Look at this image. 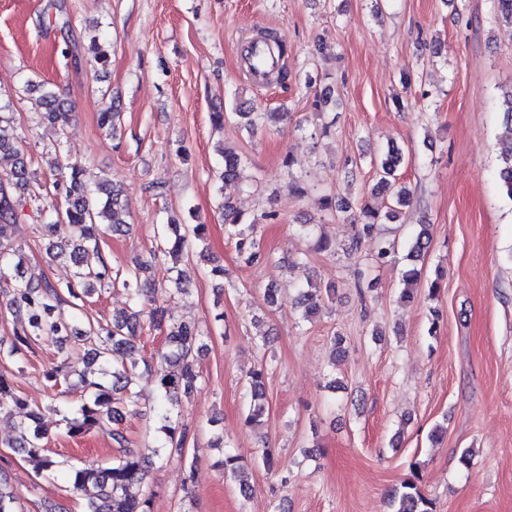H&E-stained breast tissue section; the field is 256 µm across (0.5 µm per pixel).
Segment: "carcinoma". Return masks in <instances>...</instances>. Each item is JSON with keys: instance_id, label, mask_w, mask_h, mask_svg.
I'll return each instance as SVG.
<instances>
[{"instance_id": "1", "label": "carcinoma", "mask_w": 512, "mask_h": 512, "mask_svg": "<svg viewBox=\"0 0 512 512\" xmlns=\"http://www.w3.org/2000/svg\"><path fill=\"white\" fill-rule=\"evenodd\" d=\"M502 20L512 28V0H494V20ZM37 93L35 104L42 112V120L66 126L71 109L59 95L41 83L29 84ZM120 113L109 106L99 114L101 128L116 131ZM12 117L0 111V154L14 158L8 185L0 182V278L10 275L11 284L0 296L8 310L24 316L21 330L9 342L0 341V361H9L22 368L32 344L41 339L69 343L60 364L45 371L49 387L57 389L75 376L86 393L84 401L68 410H62L52 401L45 407L30 406L10 383L0 376V413L15 417V438L11 447L19 449L35 462L36 474L51 479L56 473H69L71 491L92 492L87 498L84 512H150L154 492L146 487V460L139 449L129 447L130 441L119 424L126 414L134 412L146 401L134 367L111 363L115 354L126 350L131 340L144 325L156 330L163 328L167 309L164 303L186 292L181 287V277H171L167 285L156 284L152 274L165 264L169 256L190 250L196 243L206 240L204 224H160L157 226V244L146 254L133 261V266L123 272H112L102 249V226L111 225L112 231L129 226L128 216L121 205V190L108 182L98 185V195H93L83 180L81 165L54 156L49 167L60 175L55 187L64 193V203L53 208L54 221L44 225L52 237L46 255L52 259L66 258L75 267L73 279L55 284L44 276H35L22 269L23 250L3 242L7 227L14 221L13 204L8 189H29L34 173L30 172L21 139L7 134L5 126ZM223 170L220 178L226 182L242 181L243 160L230 148L220 149ZM502 168L499 172L502 190L512 200V138L501 148ZM403 162L401 153L390 149L376 164L377 186L390 194L394 206L381 214L367 206L359 208L351 223L355 231L348 249L356 252L362 239L373 234L377 224L395 222L400 209L411 203V190L397 175ZM224 225L228 235L235 240L239 254L255 263L261 252L254 238L259 221L270 218L264 214L246 224L241 222L234 206L226 200ZM428 227L412 241L408 257L412 266L404 272L403 288L399 302L410 304L416 299V285L423 268L418 266L429 248ZM121 287L126 291L130 311L102 324L84 313L85 299L99 288ZM312 285L300 287L297 303L303 308L304 318H309L322 308V292ZM201 330L192 323H180L164 337V343L155 354L156 368L152 373V411L154 414L156 447L164 448L171 457L183 459L186 444L193 435L190 425L180 421L177 414L182 397L189 395L201 380L198 355L207 346ZM267 365L260 363L246 379L249 404L245 424L261 425L269 413L265 379ZM62 415L67 433L71 437L84 436L93 431L107 433L119 447V455L107 464L78 467L46 454L44 440L47 429L42 425L44 412ZM422 475L416 469L401 483L393 495L394 512H434V502L421 488ZM17 496L10 489L7 477L0 474V512H17Z\"/></svg>"}]
</instances>
